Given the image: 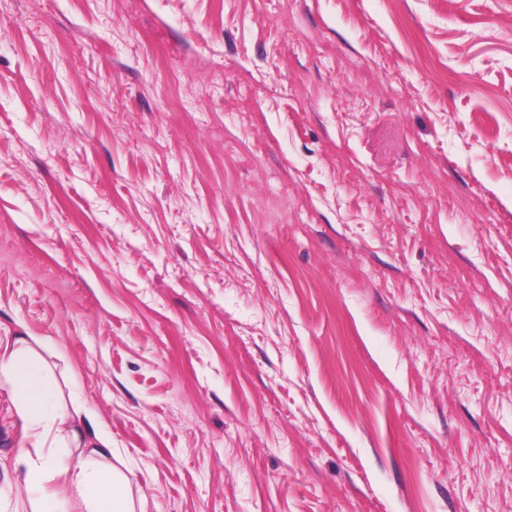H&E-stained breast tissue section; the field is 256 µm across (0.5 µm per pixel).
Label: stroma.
<instances>
[{"mask_svg":"<svg viewBox=\"0 0 512 512\" xmlns=\"http://www.w3.org/2000/svg\"><path fill=\"white\" fill-rule=\"evenodd\" d=\"M18 334L144 512H512V0H0Z\"/></svg>","mask_w":512,"mask_h":512,"instance_id":"1","label":"stroma"}]
</instances>
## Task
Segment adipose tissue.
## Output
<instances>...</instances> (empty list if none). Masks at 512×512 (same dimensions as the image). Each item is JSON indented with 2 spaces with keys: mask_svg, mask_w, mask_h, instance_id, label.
<instances>
[{
  "mask_svg": "<svg viewBox=\"0 0 512 512\" xmlns=\"http://www.w3.org/2000/svg\"><path fill=\"white\" fill-rule=\"evenodd\" d=\"M0 389L15 401L26 425L42 429L54 444L68 447L65 460L41 448L19 449L16 479L27 488L31 512H56L50 485L70 490L80 512H135L126 477L112 464V441L101 430H88L75 414L54 403L43 384V369L30 337L0 342Z\"/></svg>",
  "mask_w": 512,
  "mask_h": 512,
  "instance_id": "ef3b65f1",
  "label": "adipose tissue"
}]
</instances>
